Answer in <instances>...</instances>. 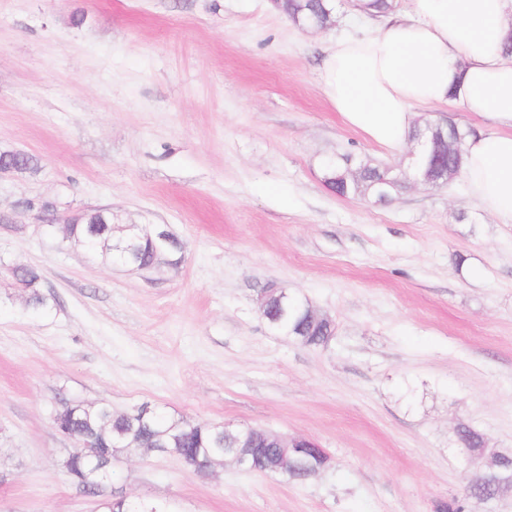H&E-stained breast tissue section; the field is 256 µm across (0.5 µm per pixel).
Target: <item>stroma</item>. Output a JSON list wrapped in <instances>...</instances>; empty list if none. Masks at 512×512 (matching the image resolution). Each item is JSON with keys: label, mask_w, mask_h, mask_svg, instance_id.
<instances>
[{"label": "stroma", "mask_w": 512, "mask_h": 512, "mask_svg": "<svg viewBox=\"0 0 512 512\" xmlns=\"http://www.w3.org/2000/svg\"><path fill=\"white\" fill-rule=\"evenodd\" d=\"M336 9L298 27L270 0H0V512H98L99 498L178 512H512L468 498L456 429L512 448V225L464 178L410 182L389 204L340 197L327 159L391 152L328 100L336 38L376 31ZM111 209L165 224L183 262L146 272L61 245L16 205ZM38 266L50 313L13 281ZM335 322L327 346L276 335L268 286ZM62 399L310 439L332 467L303 485L158 452L120 455L98 496L70 481ZM1 163L3 164L1 165ZM12 165L23 168L24 173H37L40 170V160L33 154L17 151H0V174L21 173L20 170Z\"/></svg>", "instance_id": "stroma-1"}]
</instances>
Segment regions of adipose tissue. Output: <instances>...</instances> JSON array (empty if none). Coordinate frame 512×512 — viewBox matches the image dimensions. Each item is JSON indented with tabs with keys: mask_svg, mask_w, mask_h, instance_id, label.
<instances>
[{
	"mask_svg": "<svg viewBox=\"0 0 512 512\" xmlns=\"http://www.w3.org/2000/svg\"><path fill=\"white\" fill-rule=\"evenodd\" d=\"M512 0H408L377 31L342 38L327 56L325 93L346 123L400 148L414 105H456L479 116L463 176L469 196L512 225Z\"/></svg>",
	"mask_w": 512,
	"mask_h": 512,
	"instance_id": "obj_1",
	"label": "adipose tissue"
}]
</instances>
